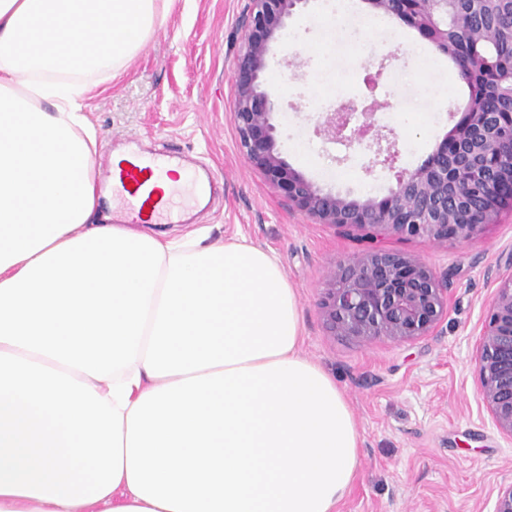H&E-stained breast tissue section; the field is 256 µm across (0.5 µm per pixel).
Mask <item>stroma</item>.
<instances>
[{
  "mask_svg": "<svg viewBox=\"0 0 512 512\" xmlns=\"http://www.w3.org/2000/svg\"><path fill=\"white\" fill-rule=\"evenodd\" d=\"M248 0H176L130 68L90 94L87 116L98 131L97 172L125 140L143 149L173 147L187 167L210 175L208 208L180 224L150 225L163 237L207 229L210 241L246 238L273 251L297 293L304 325L302 353L336 380L361 434L360 467L337 512H490L500 487L512 483V438L492 423L477 391L474 356L481 320L512 258V209L462 244L390 234L380 248L421 259L448 289L445 319L413 342H359L330 335L320 298L341 261L368 248L365 231L319 223L291 206L248 161L233 120L231 73L243 45ZM317 0L288 18L299 42L273 44L263 73L288 165L323 191L350 200L387 197L395 169L420 166L463 119L457 103L424 95V84L456 82L439 50L413 70L408 43L417 32L390 20L379 36L332 49L313 46L336 34L316 15ZM341 72L344 90L360 97L366 73L378 76L372 120L393 134L395 169L373 165L370 153L328 140L314 112L324 85L320 64ZM405 74L399 83L390 75Z\"/></svg>",
  "mask_w": 512,
  "mask_h": 512,
  "instance_id": "stroma-1",
  "label": "stroma"
}]
</instances>
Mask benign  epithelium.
Here are the masks:
<instances>
[{
    "mask_svg": "<svg viewBox=\"0 0 512 512\" xmlns=\"http://www.w3.org/2000/svg\"><path fill=\"white\" fill-rule=\"evenodd\" d=\"M305 0H249L244 45L231 80L236 97L234 123L251 164L299 209L321 224L396 233L461 244L490 224L501 210V186L512 188V168L488 172L464 156H486L512 148V113L468 112L436 151L416 170H400L391 194L359 202L323 193L292 170L277 149L274 104L261 87L267 54L285 21ZM459 0H370L374 8L448 49V3ZM332 112L324 132L335 138L352 128L349 142L371 146L382 135L358 114L352 101ZM481 324L475 355L478 393L493 424L512 437V260ZM321 305L330 335L366 342L384 337L398 342L428 335L448 311L447 289L421 260L371 249L337 264L330 272ZM490 512H512V484L499 488Z\"/></svg>",
    "mask_w": 512,
    "mask_h": 512,
    "instance_id": "obj_1",
    "label": "benign epithelium"
}]
</instances>
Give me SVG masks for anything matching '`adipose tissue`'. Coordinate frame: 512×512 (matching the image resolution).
<instances>
[{"instance_id": "1", "label": "adipose tissue", "mask_w": 512, "mask_h": 512, "mask_svg": "<svg viewBox=\"0 0 512 512\" xmlns=\"http://www.w3.org/2000/svg\"><path fill=\"white\" fill-rule=\"evenodd\" d=\"M174 0H0V512H336L360 433L240 238L96 220L87 76Z\"/></svg>"}]
</instances>
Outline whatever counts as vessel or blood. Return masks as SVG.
Instances as JSON below:
<instances>
[{
  "instance_id": "b4317fda",
  "label": "vessel or blood",
  "mask_w": 512,
  "mask_h": 512,
  "mask_svg": "<svg viewBox=\"0 0 512 512\" xmlns=\"http://www.w3.org/2000/svg\"><path fill=\"white\" fill-rule=\"evenodd\" d=\"M173 158L131 146L124 159L104 181L118 206L120 224H167L192 205L201 204L211 191L210 183L187 173L181 191L163 192L159 184L170 173Z\"/></svg>"
}]
</instances>
